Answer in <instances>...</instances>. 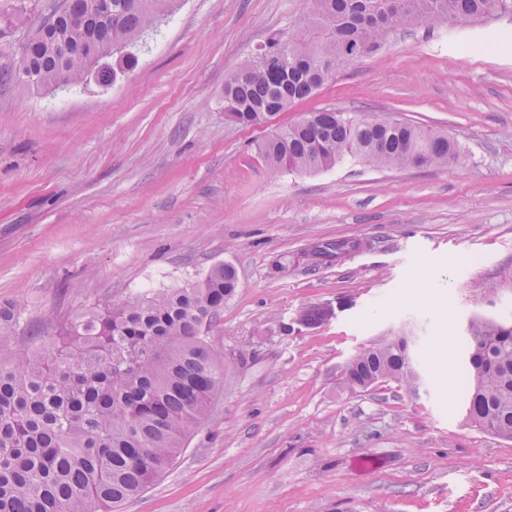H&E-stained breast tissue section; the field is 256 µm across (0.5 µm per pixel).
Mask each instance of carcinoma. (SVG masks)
Here are the masks:
<instances>
[{
    "mask_svg": "<svg viewBox=\"0 0 512 512\" xmlns=\"http://www.w3.org/2000/svg\"><path fill=\"white\" fill-rule=\"evenodd\" d=\"M40 0L0 3V36L16 12ZM179 0H75L41 18L0 80L29 86L76 83L112 44L125 53ZM314 25L271 36L224 80V117L251 126L311 97L341 70L417 22L450 27L512 14V0H312ZM257 151L269 169L314 173L346 158L375 168L448 166L459 147L448 135L405 122L366 120L323 109L280 125ZM236 273L212 268L182 288L139 293L74 315L34 353L0 357V512H119L171 465L224 387V353L205 336ZM16 324L0 307V344ZM418 369L405 336H384L346 365L353 390L394 382L416 392ZM466 419L512 439V325H470Z\"/></svg>",
    "mask_w": 512,
    "mask_h": 512,
    "instance_id": "carcinoma-1",
    "label": "carcinoma"
}]
</instances>
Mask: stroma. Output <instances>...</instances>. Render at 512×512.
Masks as SVG:
<instances>
[{"mask_svg":"<svg viewBox=\"0 0 512 512\" xmlns=\"http://www.w3.org/2000/svg\"><path fill=\"white\" fill-rule=\"evenodd\" d=\"M311 16L180 0L133 69L0 82V303L21 315L0 354L228 265L209 333L224 387L122 512H512V440L467 423L460 389L470 323L512 321V16L405 26L275 122L225 120V76ZM322 108L444 130L460 157L271 172L257 143ZM395 334L415 339L419 395L346 388L347 362Z\"/></svg>","mask_w":512,"mask_h":512,"instance_id":"1","label":"stroma"}]
</instances>
